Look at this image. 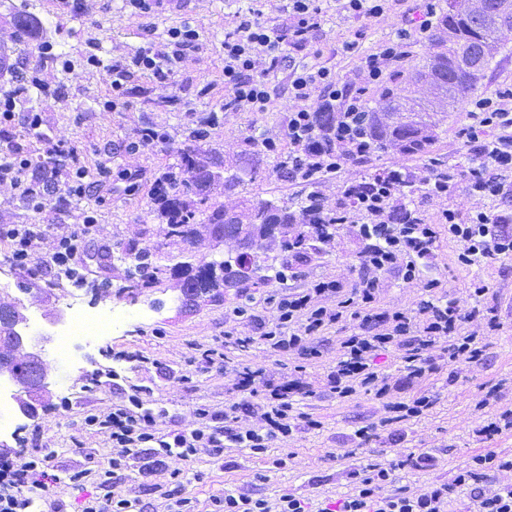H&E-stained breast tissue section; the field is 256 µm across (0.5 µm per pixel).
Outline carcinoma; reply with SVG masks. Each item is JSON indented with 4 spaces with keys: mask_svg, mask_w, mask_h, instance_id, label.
I'll use <instances>...</instances> for the list:
<instances>
[{
    "mask_svg": "<svg viewBox=\"0 0 512 512\" xmlns=\"http://www.w3.org/2000/svg\"><path fill=\"white\" fill-rule=\"evenodd\" d=\"M508 34L512 35V0H478L475 6L469 0H448V8L443 10L430 35L424 63L413 66L402 76V92L387 87L374 105L368 107V124L380 144L402 155L426 153L435 138L432 125L421 116H401L400 100L408 95L419 101L431 97L443 111L455 108L478 91L499 52L502 38ZM197 139V132H191L189 143L178 151L177 162L159 176L166 190L154 198L152 212L166 220L170 236L186 245L204 233L216 242L240 238L260 241V253H253L247 259L255 264L259 255L266 254L275 244L285 253L292 252L294 258L300 254L306 257L308 252L297 247L307 245L317 249L322 228L315 226V221L321 219L335 227L336 216L316 213L317 183H309L310 191L305 199L290 203L246 198L243 196L246 183L266 172L260 154L247 152L238 158L218 160L198 152L193 145ZM216 168L224 169V177L216 175ZM219 193L234 202L214 205L212 197ZM146 258L145 254H135V264L128 269V276L153 278L165 272ZM259 267L263 274L257 281L268 284L285 276L288 262H282L281 269L272 276L267 274L269 266L261 263ZM243 281L245 278L239 276L232 262L217 272L183 265L178 273L186 303L221 288H237ZM21 309V301L16 298L9 305L0 302V340L9 337ZM12 370L23 381L39 373V367L22 360L13 361Z\"/></svg>",
    "mask_w": 512,
    "mask_h": 512,
    "instance_id": "cac0c4a2",
    "label": "carcinoma"
}]
</instances>
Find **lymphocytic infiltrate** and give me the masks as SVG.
<instances>
[{
	"instance_id": "obj_1",
	"label": "lymphocytic infiltrate",
	"mask_w": 512,
	"mask_h": 512,
	"mask_svg": "<svg viewBox=\"0 0 512 512\" xmlns=\"http://www.w3.org/2000/svg\"><path fill=\"white\" fill-rule=\"evenodd\" d=\"M318 26L314 0H288V20L280 25L264 23L251 11L238 14L232 31L224 37V108L234 112L269 111L273 100L265 74L271 70L286 72L292 106L285 135L262 138L261 148L269 153L287 152L289 162L296 166L298 180L325 184L340 177L349 165L373 155L372 139L362 120L367 93L406 65L409 43L414 37H425L431 21L425 18L415 26L398 29L369 53L360 52L358 42H347L344 50L356 55L357 64L345 79L317 60L303 58ZM198 38L197 31L185 24L169 29L162 44H147L105 64L112 88L106 109L125 106L128 83L136 74L168 82ZM18 96L15 89L0 92V137L8 141L16 121H23L34 132L43 125L41 113H17ZM321 112L330 114V126L319 125L317 115ZM470 116L473 123L467 143L476 165L470 170L468 194L477 201L503 196L505 188L512 187V90L507 88L474 101ZM45 150L47 155L42 158L9 141L0 151V186L8 187L13 198L35 212L52 204L68 207L86 198L94 183L128 177L126 171H114L105 162L100 163L97 172H89L77 149L54 141H46ZM408 176L405 168L393 165L374 182L352 180L338 189L337 223L357 224L367 242L363 275L351 297L333 308L321 305V297L340 293L334 281L288 293L277 302L274 326L256 337L236 338V345L260 340L278 352L295 348L303 351L324 328L350 316L357 318L355 331L343 341L342 354L328 375L331 389L343 399L363 389L381 397L388 395L387 379L375 368L373 359L378 351L389 347H405L404 370L410 379L423 377L430 370L426 352L444 337L449 340V362L468 363L481 356V346L462 333L468 313L446 298L429 294L413 312L378 313L372 307L381 275L395 271L403 279H413L434 253L436 224H430L419 208H409L398 220L390 216L396 207L395 189ZM439 222L447 225L449 236L463 242L459 256L462 264L512 256V234L500 230L501 218L491 211L477 210L464 218L448 208L442 210ZM99 233L96 212L91 208L83 211L82 222L76 228L51 238L39 224L0 223V240L11 245L10 262L31 274L72 270L84 242ZM260 386L268 393L259 406L263 423L244 431L222 425L220 415L204 406L197 411L199 427L173 435L161 433L154 413L143 409L134 394L126 405L89 415L86 422L105 430L111 444V465L116 470L145 450L158 464L175 455L191 459L202 448L218 455L228 441L262 453L270 442L288 435L293 404L305 390L296 380L274 382L250 368L240 370L239 390L252 392ZM38 463V458L24 451L0 448V512H26L29 500L21 489L36 480ZM493 467L512 470V459L475 456L457 471L452 483L433 484L418 492L393 487V493L388 494L384 488L393 486V469L375 464L351 471L353 494L336 508L325 506L319 512H447L453 486H478L486 470ZM224 512L309 510L305 500L292 495L271 502L228 494L224 497Z\"/></svg>"
}]
</instances>
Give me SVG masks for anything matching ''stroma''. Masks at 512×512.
Returning <instances> with one entry per match:
<instances>
[{
  "label": "stroma",
  "mask_w": 512,
  "mask_h": 512,
  "mask_svg": "<svg viewBox=\"0 0 512 512\" xmlns=\"http://www.w3.org/2000/svg\"><path fill=\"white\" fill-rule=\"evenodd\" d=\"M13 8L0 5V45L9 54V69L0 71V88H11L13 70L40 68L51 87L61 88V96L34 97L19 103L21 111L38 108L44 123L40 134L16 125L13 136L32 153H40L41 136L74 144L84 152V163L95 169V150L118 144L112 153V167L129 170L131 180L98 187L95 195L73 204L65 212L46 209L35 214L12 201L8 188L0 187V221L13 224H41L47 236L80 224L84 208L98 212L102 235L110 239L112 254L101 258L90 246L80 256V271L86 282L79 304L92 315L116 318L117 327L106 336L80 346L71 361H64L54 345H46L44 358L51 374L50 392L38 405L35 416L13 410L9 434H0V445L26 448L36 457L51 455L60 483L47 489L29 486L28 512H83L90 498L139 499L146 512H173L175 501L189 498L193 512H216L215 501L225 491L275 500L288 494L315 502L333 501L350 495L351 468H368L385 463L395 465L396 486L418 492L434 482H452L457 470L476 455L512 458V431L492 438L477 437L473 429L480 413L478 401L487 392H496L497 405L512 409V259L488 260L479 265L461 264V242L450 238L447 225L438 217L443 207L468 214L475 202L466 193L471 160L464 132L470 125L469 103L454 110L436 113V137L422 156L392 151L376 152L370 159L348 166L342 180H364L375 170L401 164L413 173H426L431 159L449 162L455 169L447 202L423 201L426 218L437 225L438 237L433 258L421 266L411 280L391 272L384 274L376 293V307L388 310L417 308L426 297L429 283L456 305L472 313L466 332L483 348L475 362L449 364L448 344L429 348L434 366L421 379L407 381L403 372V349L391 348L374 359L378 371L390 384L388 399L361 391L348 399L336 397L327 373L341 354V343L356 327L355 319L323 330L315 344L318 358L307 360L298 350L275 352L262 342L242 348L225 343L226 332H251L257 322L274 325L278 299L293 289L310 288L316 282L333 280L341 292L323 297L325 306H335L339 297L349 296L361 274L365 240L352 224L336 227L334 238L307 260L293 262L284 279L256 288H230L184 303L176 281L170 275L130 286L127 271L132 256L147 253L152 264L176 267L202 259H223L227 244L204 239L187 246L174 241L165 221L151 214L155 182L160 173L177 161L189 132L198 128L210 113H217L215 125L199 145L205 150L236 155L252 148L263 137L283 135L290 101L287 76L269 74L277 97L267 112H226L224 104V58L221 44L224 28L234 14L257 10L267 23L285 20L286 0H166L148 20L129 16L123 0H83L85 13L78 18L60 14L58 0H13ZM320 26L312 46L322 64L343 77L350 76L357 59L343 50L345 42L358 40L361 51L374 50L410 20H422V0H389L384 20L367 22L338 8L336 0H316ZM37 16L43 23L39 37L60 43L69 60L68 68L40 67L35 40H18L12 19L16 12ZM151 31H144V24ZM190 24L199 40L178 66L169 83L149 76H135L129 84L128 107L105 110L112 97L110 80L104 69L85 63L88 53L103 61L134 53L147 42H164L170 28ZM38 37V38H39ZM156 127L166 135L165 143L130 155L121 145L134 139L141 128ZM11 247L0 240V297L19 298L25 306L29 334L46 330V314L64 311L63 297L71 289L63 277L47 278L22 273L9 261ZM482 294H475V287ZM248 294L240 305L239 294ZM497 331H490L489 321ZM222 346L223 364L207 363L205 349ZM247 366L271 379L296 378L307 389L296 401L288 438L274 442L265 453L225 442L221 455L199 450L189 461L168 458L164 465L151 466L147 456L128 461L114 471L111 481L100 484L94 475L111 470L110 448L105 434L88 426V415L126 404L137 394L144 408L158 416L164 433L189 431L198 426L196 410L207 405L215 411L236 406L227 427L245 430L258 426L256 410L263 393H240L232 385L237 368ZM426 395L433 406L410 420L387 427L386 400L411 402ZM429 454L435 467L418 471L408 458ZM92 470L81 483L67 479L71 471ZM172 489L165 500L156 488Z\"/></svg>",
  "instance_id": "stroma-1"
}]
</instances>
